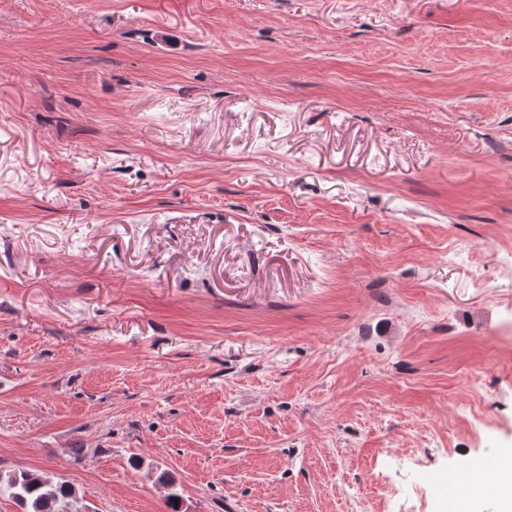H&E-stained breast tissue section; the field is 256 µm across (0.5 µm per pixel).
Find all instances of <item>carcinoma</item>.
I'll return each instance as SVG.
<instances>
[{
    "mask_svg": "<svg viewBox=\"0 0 512 512\" xmlns=\"http://www.w3.org/2000/svg\"><path fill=\"white\" fill-rule=\"evenodd\" d=\"M156 480L171 489L165 502L168 512H182L181 495L176 490L175 478L163 471ZM0 488L9 493L21 512H66L69 500L76 496L70 482H54L26 470L0 472Z\"/></svg>",
    "mask_w": 512,
    "mask_h": 512,
    "instance_id": "obj_1",
    "label": "carcinoma"
}]
</instances>
